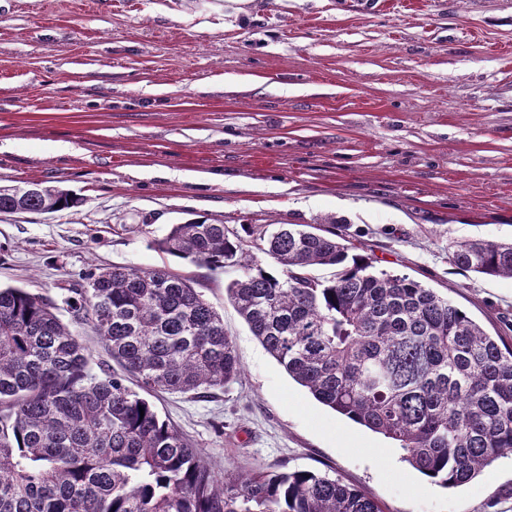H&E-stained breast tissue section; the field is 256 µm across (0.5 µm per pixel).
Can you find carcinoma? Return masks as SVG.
I'll list each match as a JSON object with an SVG mask.
<instances>
[{
    "label": "carcinoma",
    "instance_id": "obj_1",
    "mask_svg": "<svg viewBox=\"0 0 512 512\" xmlns=\"http://www.w3.org/2000/svg\"><path fill=\"white\" fill-rule=\"evenodd\" d=\"M0 186V214L54 215L81 199ZM151 245L214 273L268 353L321 404L393 440L444 487L512 453V349L464 309L320 225L192 218ZM271 263L248 260L251 248ZM465 272L512 279V241L448 244ZM333 267L320 279L315 267ZM54 301L0 287V512H382L359 489L306 470L217 474L147 396L209 394L242 367L224 316L163 265H112ZM89 324L120 367L95 363ZM135 382V387L127 381Z\"/></svg>",
    "mask_w": 512,
    "mask_h": 512
}]
</instances>
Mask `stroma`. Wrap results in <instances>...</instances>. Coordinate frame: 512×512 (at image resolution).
Returning <instances> with one entry per match:
<instances>
[{"mask_svg": "<svg viewBox=\"0 0 512 512\" xmlns=\"http://www.w3.org/2000/svg\"><path fill=\"white\" fill-rule=\"evenodd\" d=\"M0 0V186L80 206L0 216V285L59 302L80 274L169 265L224 313L242 373L152 396L217 473L310 470L383 512H512V455L444 488L390 439L317 402L215 274L150 246L205 216L321 224L512 346V279L449 242L512 239V0Z\"/></svg>", "mask_w": 512, "mask_h": 512, "instance_id": "1", "label": "stroma"}]
</instances>
